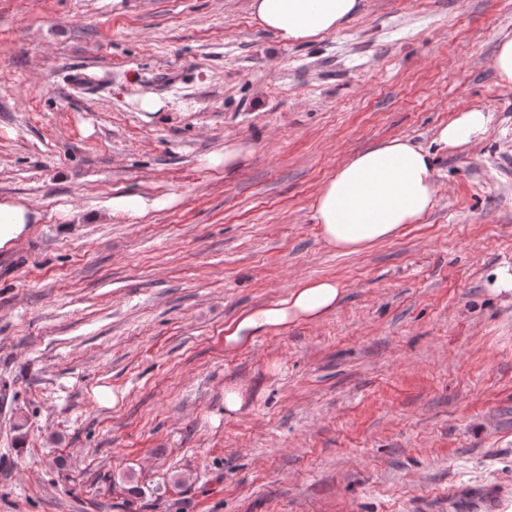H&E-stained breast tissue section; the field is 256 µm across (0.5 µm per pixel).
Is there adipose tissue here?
<instances>
[{
    "instance_id": "ef3b65f1",
    "label": "adipose tissue",
    "mask_w": 512,
    "mask_h": 512,
    "mask_svg": "<svg viewBox=\"0 0 512 512\" xmlns=\"http://www.w3.org/2000/svg\"><path fill=\"white\" fill-rule=\"evenodd\" d=\"M359 0H251L259 25L283 43L335 33L357 13ZM486 112L460 113L441 127V147L480 142L487 133ZM438 183L430 152L403 137L371 146L340 164L319 189L314 218L323 240L336 251L360 252L390 240L409 224L420 223L432 208ZM342 290L336 280L301 283L286 298L241 313L224 328V346L233 350L255 336L312 321L338 307Z\"/></svg>"
}]
</instances>
